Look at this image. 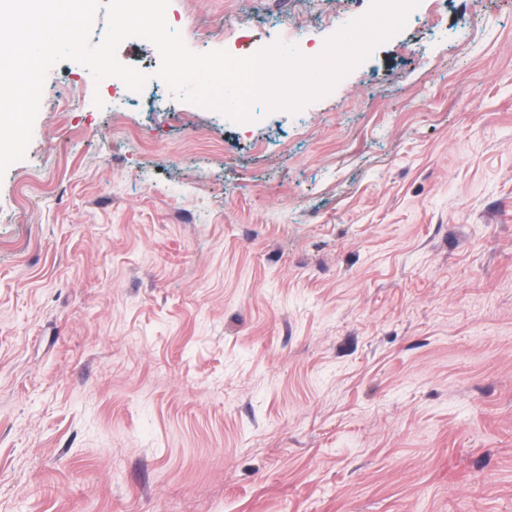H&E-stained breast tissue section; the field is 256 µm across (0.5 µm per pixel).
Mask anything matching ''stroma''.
Here are the masks:
<instances>
[{"label":"stroma","instance_id":"obj_1","mask_svg":"<svg viewBox=\"0 0 512 512\" xmlns=\"http://www.w3.org/2000/svg\"><path fill=\"white\" fill-rule=\"evenodd\" d=\"M372 0H170L196 52ZM48 73L0 177V512H512V0H419L235 122Z\"/></svg>","mask_w":512,"mask_h":512}]
</instances>
